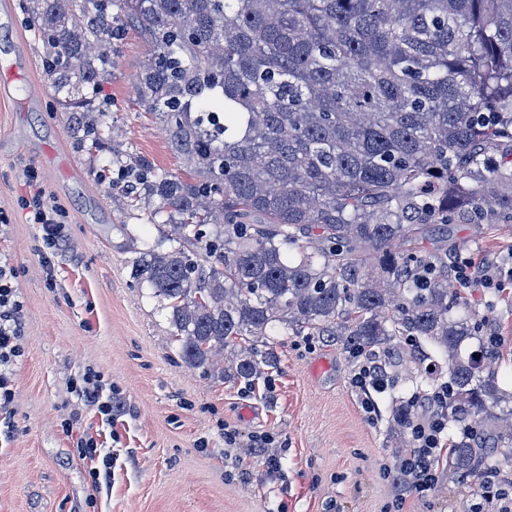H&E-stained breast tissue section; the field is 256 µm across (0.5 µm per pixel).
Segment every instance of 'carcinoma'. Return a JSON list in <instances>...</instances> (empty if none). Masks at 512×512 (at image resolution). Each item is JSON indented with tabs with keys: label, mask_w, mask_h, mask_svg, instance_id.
<instances>
[{
	"label": "carcinoma",
	"mask_w": 512,
	"mask_h": 512,
	"mask_svg": "<svg viewBox=\"0 0 512 512\" xmlns=\"http://www.w3.org/2000/svg\"><path fill=\"white\" fill-rule=\"evenodd\" d=\"M115 2L21 0L93 148L82 113L112 111L86 96L112 39L131 26L149 47L136 102L185 168L137 164L127 194L143 186L169 231L126 246L184 361L251 385L276 367L275 337L322 336L420 393L447 381L449 479L511 462L512 388L460 288L451 226L512 233V0ZM412 417L391 397L399 448L414 447Z\"/></svg>",
	"instance_id": "carcinoma-1"
}]
</instances>
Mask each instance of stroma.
I'll list each match as a JSON object with an SVG mask.
<instances>
[{"instance_id":"obj_1","label":"stroma","mask_w":512,"mask_h":512,"mask_svg":"<svg viewBox=\"0 0 512 512\" xmlns=\"http://www.w3.org/2000/svg\"><path fill=\"white\" fill-rule=\"evenodd\" d=\"M18 2L0 0V78L11 80L0 95V262L15 270L23 305L15 395L0 410V512H468L471 488L444 473L429 494L396 505L386 408L409 389L399 383L375 394L377 416L368 420L351 385L356 365L336 344L276 337L277 366L252 389L186 365L167 313L130 275L120 230L128 225L147 244L164 218L100 178L118 156L181 170L160 124L135 103L147 47L125 30L99 84L112 102L111 124L99 129V149L79 145ZM29 168L69 214L53 250L19 205ZM453 236L501 268L503 298L488 324L511 355L512 236L476 241L467 224ZM89 369L112 386L120 404L112 417L72 391L73 378ZM72 412L80 421L67 432L61 420ZM228 432L235 445L225 444ZM85 434L98 443L95 458L75 450ZM271 455L281 460L274 474L264 467ZM107 456L109 478L92 480Z\"/></svg>"}]
</instances>
